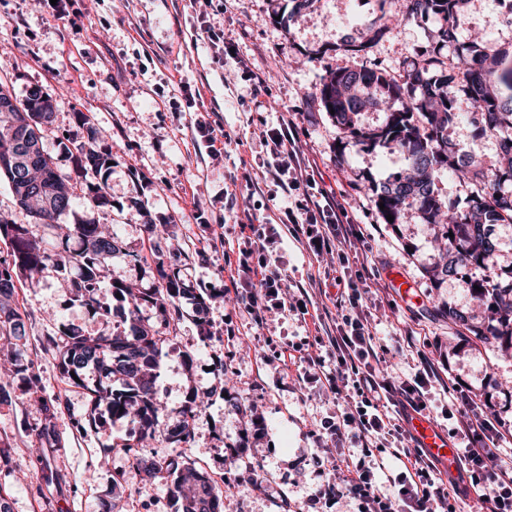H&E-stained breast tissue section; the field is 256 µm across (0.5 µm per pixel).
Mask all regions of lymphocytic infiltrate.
Masks as SVG:
<instances>
[{
	"label": "lymphocytic infiltrate",
	"instance_id": "f902f5d3",
	"mask_svg": "<svg viewBox=\"0 0 512 512\" xmlns=\"http://www.w3.org/2000/svg\"><path fill=\"white\" fill-rule=\"evenodd\" d=\"M263 145L267 159L261 164L262 173L280 190L289 234L316 261L335 257L339 270L333 301L339 319L336 334L329 337L325 353L306 355L305 360L316 368L311 382L336 397V417L323 424L327 436L334 442H350L353 452L337 459V477L321 485L319 495L358 498L361 512H439L449 495L464 497L481 487L488 512H512V462L502 459L499 448L504 432L466 394L453 388L447 391L456 412L454 433L463 442L458 478H443L415 445L405 423L409 412L428 408L422 375L430 371L429 362H422V374L389 379L390 349L372 332L363 293L347 268L351 240L344 224L345 207L330 198L317 199L316 180L301 167L297 136L288 121L268 129ZM245 227L249 234L229 278L244 282L247 288L244 310L250 321L262 324L264 313L272 310L308 315L312 299L307 289L295 295L287 292V271L271 254L281 239L276 225L250 214ZM377 451L389 453L400 463L395 477L400 486L397 498L387 497L375 479L382 468L373 458Z\"/></svg>",
	"mask_w": 512,
	"mask_h": 512
}]
</instances>
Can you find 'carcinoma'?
I'll return each instance as SVG.
<instances>
[{"mask_svg":"<svg viewBox=\"0 0 512 512\" xmlns=\"http://www.w3.org/2000/svg\"><path fill=\"white\" fill-rule=\"evenodd\" d=\"M400 16L381 14L357 43L348 45L352 52H365L381 41L394 26L417 17L433 18L437 23L432 49L417 50L406 63L403 74L395 78L376 65L339 67L323 78L318 88L319 100L359 150L376 146H396L404 153L411 172H396L374 188V205L384 203L382 218L393 216L401 223L405 211L417 210L422 223L438 230L448 242L447 259L431 268L439 283L455 275L462 267L485 266L496 251L490 236L494 224L512 223V205L505 197L512 194V58L491 46L490 41L466 40L461 18L470 0H407ZM42 91L33 90L24 111L3 108L11 92L0 83V178L5 179L20 211L30 221L20 224L11 215L0 213V238L12 247V263L0 267V340L11 343L0 350V358L11 365L7 378L0 382V404L11 401L9 387L20 380L29 401L43 414L35 429L38 443H58L55 416L60 399L47 400L36 374L30 373L33 360L21 340L26 336L25 311L15 303L16 282L37 271L53 268L58 272L76 271V276L61 280L75 301L106 317L96 292L104 270L112 257L122 252L117 233L106 224H97L78 214L74 208L76 186L62 174L54 157L45 154L39 166L24 164L30 141L43 142L45 128L54 113L41 111ZM466 100L471 112L464 114L459 100ZM385 107L384 123L365 128L357 115L366 104ZM469 118L477 134L500 140L502 161L493 168L480 166L471 155H461L448 141V129ZM112 152L94 147L77 148L75 163L94 177L109 170ZM449 171L468 183L466 209L443 202L435 192L436 181ZM70 218L69 233H55L60 221ZM160 287L144 291L138 284L114 275L113 290L121 295V321L124 332L91 334L76 328H64L51 336L43 350L59 360L62 380L88 392V424L96 422L100 407L117 419L133 425V441L123 444L129 457V469L112 479V496L138 491V481L164 474L172 477L169 493L177 512H219L223 490L203 468L191 459L146 457L136 450L137 443L162 437L166 442L187 445L192 437L191 422L204 400L214 391L198 395L193 391L181 410L182 420L172 428H162L164 407L156 396V380L162 356L164 336L155 324L140 315V307L149 303L164 316V326L180 320L178 300L193 302L202 340L211 339L206 319V298L194 288H186L174 272L165 270L162 256H156ZM481 291L477 295L490 313L484 328L469 331L484 343L512 347V280L481 278L470 281ZM96 367L98 379L93 386L85 383V371Z\"/></svg>","mask_w":512,"mask_h":512,"instance_id":"cac0c4a2","label":"carcinoma"}]
</instances>
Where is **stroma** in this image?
<instances>
[{
	"mask_svg": "<svg viewBox=\"0 0 512 512\" xmlns=\"http://www.w3.org/2000/svg\"><path fill=\"white\" fill-rule=\"evenodd\" d=\"M401 7L400 0H315L296 11L290 0H216L204 10L195 0H69L68 18L56 20L37 0H0V83L18 100L39 88L56 104L44 149L69 174L75 164L60 146L85 144L88 128L98 132L97 147L112 151L107 205L93 207L81 197L76 207L121 237L125 252L113 257V269L155 288L152 257L159 248L187 287L218 291L207 301L211 338L205 342L193 304L182 301L184 315L163 349L156 387L169 426L180 420L188 393L214 391L194 418L186 454L223 481L222 512L359 510L355 498L314 495L334 478L341 454L318 436L336 400L306 383L307 363L284 361L294 344L319 352L313 323L274 311L254 327L224 270V256L237 250L239 237L238 225L224 219L225 183L236 185V212L281 216L273 187L252 194L246 184L259 172L262 133L283 117L294 123L320 187L344 204L370 250L376 275L367 281L369 324L381 335L413 332L442 376L512 430V348L485 345L471 334V327L487 325L488 312L462 275L438 284L427 274L445 247L435 230L412 210L401 224H386L373 203L371 185L405 170L403 156L386 147L338 150L343 134L317 98L331 69L371 62L396 77L416 49L428 46L433 24L418 20L393 29L368 52L346 51L379 11ZM209 27L223 31V42H210ZM466 32L512 57V18L499 0H472ZM249 69L267 80L259 106L247 93ZM188 88L200 92L194 101L185 98ZM80 112L87 123L77 121ZM200 114L232 139L220 156L193 147L191 125ZM448 139L484 166L499 161L497 141L474 137L470 123L450 130ZM149 221L156 234L147 232ZM392 269L416 282L421 305L400 301L388 277ZM17 299L28 312L30 348L65 326L114 329L67 296L51 269L20 281ZM448 306L465 314L467 326L442 315ZM35 372L44 397L61 400L60 443L36 447L41 414L13 387L11 403L0 405V441L9 445L0 457V483L9 512H102L103 501L113 499V475L128 468L122 446L132 426L104 411L95 425H85L86 392L61 381L55 355H41ZM115 501L117 512H176L163 478Z\"/></svg>",
	"mask_w": 512,
	"mask_h": 512,
	"instance_id": "stroma-1",
	"label": "stroma"
}]
</instances>
